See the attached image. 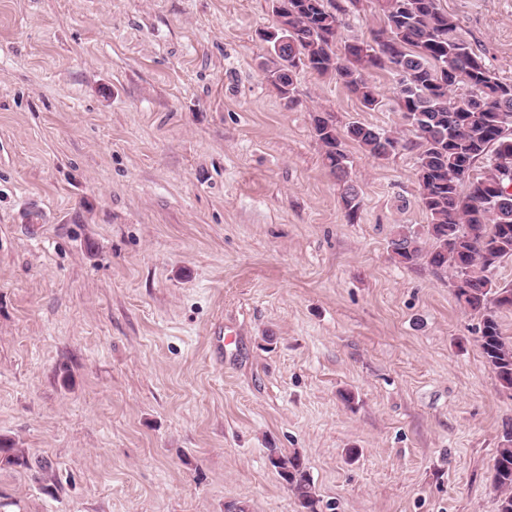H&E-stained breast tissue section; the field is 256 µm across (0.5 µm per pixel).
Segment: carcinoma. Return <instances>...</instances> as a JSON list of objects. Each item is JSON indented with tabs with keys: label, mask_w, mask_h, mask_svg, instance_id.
<instances>
[{
	"label": "carcinoma",
	"mask_w": 512,
	"mask_h": 512,
	"mask_svg": "<svg viewBox=\"0 0 512 512\" xmlns=\"http://www.w3.org/2000/svg\"><path fill=\"white\" fill-rule=\"evenodd\" d=\"M384 26L372 42L338 44L345 8L336 0H273L272 79L280 96L294 101L295 75L306 67L340 82L361 105L374 111L381 99L371 72L386 70L398 80L400 111L412 115L414 139L359 122L347 136L372 158L416 151L419 202L430 218L427 235L398 231L389 242L395 258L414 266L426 259L436 274L446 273L458 303L481 317L479 342L500 386L512 392V342L502 336L498 312L512 309V286L501 287L488 273L512 257V81L497 75L464 39L456 20L437 0H376ZM465 90L458 102L454 89ZM313 133L330 172L344 182L341 199L349 220L360 209L358 192L345 182L347 155L336 126L325 113L313 118ZM486 165L475 172L479 160ZM268 462L294 494L300 512H319L320 499L298 452L268 449ZM30 468L28 457L0 438V469ZM498 512H512V428L503 435L493 464Z\"/></svg>",
	"instance_id": "cac0c4a2"
}]
</instances>
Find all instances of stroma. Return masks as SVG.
I'll use <instances>...</instances> for the list:
<instances>
[{
    "instance_id": "35a3bbf8",
    "label": "stroma",
    "mask_w": 512,
    "mask_h": 512,
    "mask_svg": "<svg viewBox=\"0 0 512 512\" xmlns=\"http://www.w3.org/2000/svg\"><path fill=\"white\" fill-rule=\"evenodd\" d=\"M345 40L376 0H339ZM512 80V0H439ZM271 0H0V470L17 512H498L512 427L447 277L388 242L425 234L415 154L344 140L348 220L313 116L407 123L262 70ZM356 457H348V449ZM493 470L494 486L499 494L498 512H512V427L503 435ZM22 466L30 469L28 457L21 448H15V443L7 438H0V469ZM267 457L270 466L294 494L300 512H319L320 499L301 455L296 451L284 454L280 449L272 448Z\"/></svg>"
}]
</instances>
